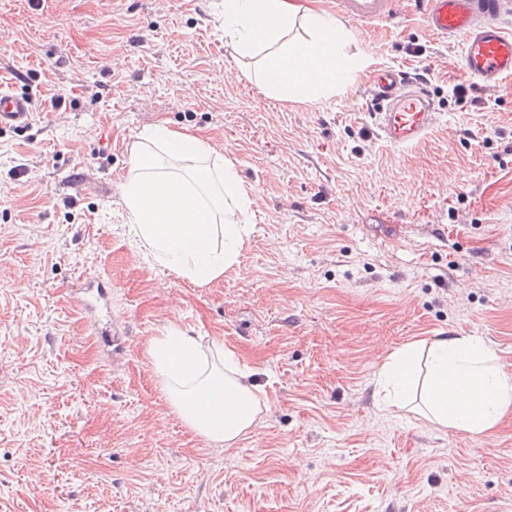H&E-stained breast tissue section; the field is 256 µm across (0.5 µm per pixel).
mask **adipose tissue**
Instances as JSON below:
<instances>
[{
    "label": "adipose tissue",
    "mask_w": 512,
    "mask_h": 512,
    "mask_svg": "<svg viewBox=\"0 0 512 512\" xmlns=\"http://www.w3.org/2000/svg\"><path fill=\"white\" fill-rule=\"evenodd\" d=\"M224 35L239 55L262 54L256 85L277 101L317 100L345 86L359 60L334 16L291 0H224ZM306 36L294 38V25ZM120 195L130 231L158 265L198 285L237 264L252 229V199L235 162L202 136L159 123L132 148ZM150 364L174 413L210 446L233 447L266 404L253 371L220 337L169 326L153 339ZM379 409L414 406L436 430L490 435L512 414V371L478 336H447L396 350L375 373Z\"/></svg>",
    "instance_id": "ef3b65f1"
}]
</instances>
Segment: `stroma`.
<instances>
[{
  "mask_svg": "<svg viewBox=\"0 0 512 512\" xmlns=\"http://www.w3.org/2000/svg\"><path fill=\"white\" fill-rule=\"evenodd\" d=\"M215 0H0V512H512V415L487 437L375 407L404 345L483 338L512 371V81L477 86L418 0L318 101L265 97ZM428 71L442 118L382 140L374 70ZM480 90L479 106L454 89ZM62 95L52 107V95ZM222 146L254 200L239 262L200 286L147 262L119 186L157 123ZM219 336L269 409L217 450L172 413L150 341ZM28 97L0 86V128L20 127L28 123Z\"/></svg>",
  "mask_w": 512,
  "mask_h": 512,
  "instance_id": "35a3bbf8",
  "label": "stroma"
}]
</instances>
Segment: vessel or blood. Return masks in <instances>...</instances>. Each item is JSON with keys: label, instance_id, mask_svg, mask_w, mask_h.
Here are the masks:
<instances>
[{"label": "vessel or blood", "instance_id": "1", "mask_svg": "<svg viewBox=\"0 0 512 512\" xmlns=\"http://www.w3.org/2000/svg\"><path fill=\"white\" fill-rule=\"evenodd\" d=\"M425 22L435 34L462 40L461 65L466 75L485 85L512 76V30L502 16L512 0H423ZM399 0H336L344 18L371 27L398 14ZM373 88L379 103L374 118L390 145L407 149L422 142L440 114L427 90L414 85L405 71L384 67ZM30 118L27 96L0 87V128L20 127Z\"/></svg>", "mask_w": 512, "mask_h": 512}]
</instances>
